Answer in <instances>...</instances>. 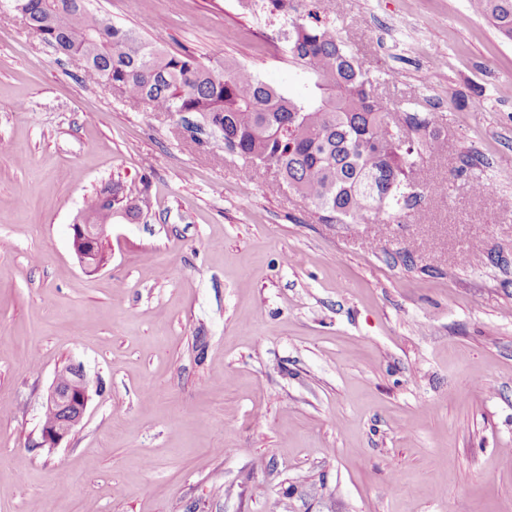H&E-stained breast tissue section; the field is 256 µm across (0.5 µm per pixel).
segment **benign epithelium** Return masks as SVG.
<instances>
[{"label": "benign epithelium", "mask_w": 512, "mask_h": 512, "mask_svg": "<svg viewBox=\"0 0 512 512\" xmlns=\"http://www.w3.org/2000/svg\"><path fill=\"white\" fill-rule=\"evenodd\" d=\"M71 229L73 249L82 268L88 273L101 270L108 261L101 246L109 244L111 225L92 224L80 214ZM89 390L82 366L71 363L56 371L45 408L58 413V418L42 427L43 444L55 448L80 426L90 399Z\"/></svg>", "instance_id": "1"}]
</instances>
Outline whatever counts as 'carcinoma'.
Returning <instances> with one entry per match:
<instances>
[{
	"mask_svg": "<svg viewBox=\"0 0 512 512\" xmlns=\"http://www.w3.org/2000/svg\"><path fill=\"white\" fill-rule=\"evenodd\" d=\"M28 28L75 61L95 81L148 104L155 112L187 113L224 136V147L253 174L272 165L279 182L310 201L326 224L386 223L413 206L410 176L440 145L433 113L396 111L376 92L336 28L297 0H263L279 16L291 63L309 92L292 98L232 62L217 69L189 53L165 52L133 28L90 7L91 0H14ZM473 9L512 40V0H473ZM147 201L106 183L84 213L108 221L140 217Z\"/></svg>",
	"mask_w": 512,
	"mask_h": 512,
	"instance_id": "obj_1",
	"label": "carcinoma"
}]
</instances>
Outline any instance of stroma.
I'll return each instance as SVG.
<instances>
[{"instance_id":"obj_1","label":"stroma","mask_w":512,"mask_h":512,"mask_svg":"<svg viewBox=\"0 0 512 512\" xmlns=\"http://www.w3.org/2000/svg\"><path fill=\"white\" fill-rule=\"evenodd\" d=\"M169 52L299 98L238 0H93ZM403 110L439 112L442 171L387 224H325L205 128L84 78L0 0V512H512V41L469 0H322ZM144 194L107 265L70 226ZM489 185L473 192V182ZM82 424L43 446L55 372ZM110 192H112V202L107 206L103 202V197ZM144 206H147L144 196H133L126 192L119 181H112L95 192L83 211L93 221H111L108 209L112 207V219L115 213L123 212L127 217L126 220L133 221L140 217ZM90 384L81 365L67 364L56 371L53 384L46 397L44 421H54L42 426V443L57 447L82 423L88 401Z\"/></svg>"}]
</instances>
